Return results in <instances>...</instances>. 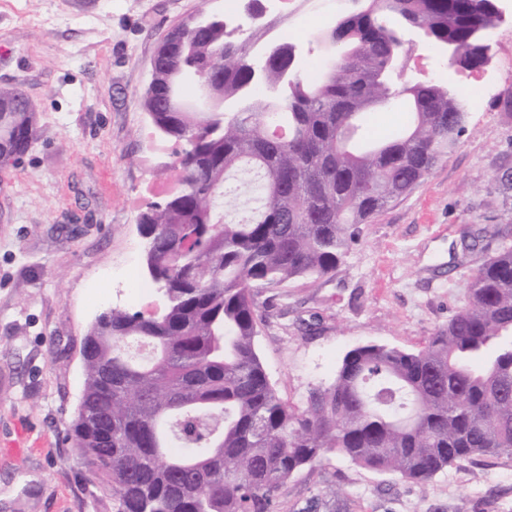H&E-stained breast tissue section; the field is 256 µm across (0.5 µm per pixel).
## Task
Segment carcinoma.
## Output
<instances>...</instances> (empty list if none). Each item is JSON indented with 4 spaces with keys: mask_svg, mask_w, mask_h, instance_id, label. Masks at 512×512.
I'll list each match as a JSON object with an SVG mask.
<instances>
[{
    "mask_svg": "<svg viewBox=\"0 0 512 512\" xmlns=\"http://www.w3.org/2000/svg\"><path fill=\"white\" fill-rule=\"evenodd\" d=\"M488 0H366L328 23L342 56L332 79L282 76L251 91L243 43L219 24L161 39L143 106L183 144L180 189L139 216L158 314L112 308L85 337L84 389L69 437L117 512H273L297 472L336 454L420 485L461 460L512 457V238L469 230L494 254L468 277V298L419 350L368 342L349 350L328 389L299 409L261 360L256 288L319 279L360 226L409 194L453 148L459 88L395 80L396 35L426 27L427 47L488 62L479 33L499 24ZM226 108L193 112L198 81ZM23 90L0 87V149L20 156L36 116ZM404 97L403 128H362Z\"/></svg>",
    "mask_w": 512,
    "mask_h": 512,
    "instance_id": "cac0c4a2",
    "label": "carcinoma"
}]
</instances>
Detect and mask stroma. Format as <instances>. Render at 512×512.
I'll list each match as a JSON object with an SVG mask.
<instances>
[{"mask_svg": "<svg viewBox=\"0 0 512 512\" xmlns=\"http://www.w3.org/2000/svg\"><path fill=\"white\" fill-rule=\"evenodd\" d=\"M489 61L467 73L457 145L361 232L335 272L262 288L258 349L280 396L305 407L345 353L374 341L421 348L467 300L484 253L465 228L512 223L496 181L512 165V0ZM224 0H0V85L36 107V136L0 171V512H116L70 425L80 350L106 308L151 314L139 214L176 188L175 144L141 106L165 31ZM276 512H512V459L460 462L420 487L331 455L289 479Z\"/></svg>", "mask_w": 512, "mask_h": 512, "instance_id": "obj_1", "label": "stroma"}]
</instances>
